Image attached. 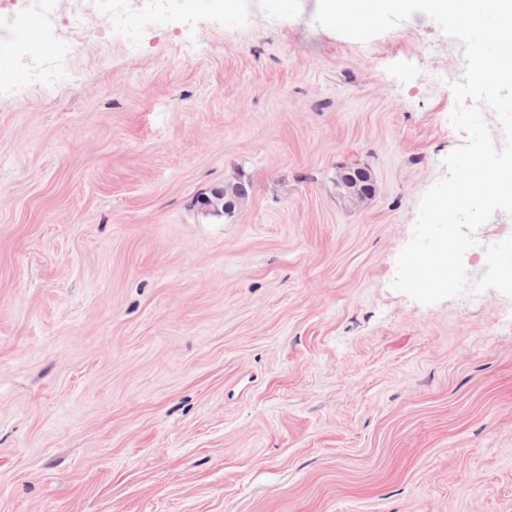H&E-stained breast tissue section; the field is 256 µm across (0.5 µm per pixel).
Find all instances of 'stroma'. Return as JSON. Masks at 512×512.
Segmentation results:
<instances>
[{
	"instance_id": "1",
	"label": "stroma",
	"mask_w": 512,
	"mask_h": 512,
	"mask_svg": "<svg viewBox=\"0 0 512 512\" xmlns=\"http://www.w3.org/2000/svg\"><path fill=\"white\" fill-rule=\"evenodd\" d=\"M0 75V512H512V298L392 286L467 140L459 42L121 0ZM370 169L354 205L342 166ZM251 184L232 215L195 199Z\"/></svg>"
}]
</instances>
